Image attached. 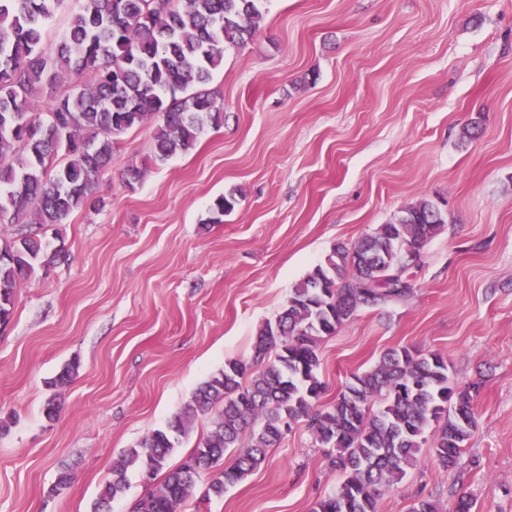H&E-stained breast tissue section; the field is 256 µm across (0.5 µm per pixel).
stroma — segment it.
Wrapping results in <instances>:
<instances>
[{"instance_id":"obj_1","label":"stroma","mask_w":512,"mask_h":512,"mask_svg":"<svg viewBox=\"0 0 512 512\" xmlns=\"http://www.w3.org/2000/svg\"><path fill=\"white\" fill-rule=\"evenodd\" d=\"M208 89L223 123L165 161L152 128L117 137L96 207L57 227L66 260L15 290L0 512H91L122 451L250 357L334 245L425 198L448 215L407 272L413 295L324 338L323 399L389 348L442 354L459 387H478L477 427L456 470L422 449L379 512L462 492L473 512H512V0H267ZM230 192L234 210L210 223ZM64 470L70 485L50 495ZM339 479L300 423L223 497L180 512H312Z\"/></svg>"}]
</instances>
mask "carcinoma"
<instances>
[{
  "mask_svg": "<svg viewBox=\"0 0 512 512\" xmlns=\"http://www.w3.org/2000/svg\"><path fill=\"white\" fill-rule=\"evenodd\" d=\"M79 2L47 52L46 22L62 0H0V224L22 228L0 237L1 326L13 317L18 281L49 271L64 256V240L50 241L39 230L65 223L95 194L112 163L115 137L148 125L154 157L164 160L192 149L205 129L223 122V104L203 87L226 48L251 39L267 0ZM70 74L87 76L84 87L62 86ZM56 84L48 112H33L34 94ZM235 204L232 195L217 197L211 222L220 223ZM444 224L442 209L423 199L353 246H334L293 287L276 318L259 327L250 358L227 360L164 427L113 462L92 512H111L131 468L150 474L133 512H179L204 473L201 499L221 497L261 466L284 428L300 422L341 473L336 490L312 512H378L379 500L398 488L427 443L438 466L454 469L476 417L471 390L448 384L446 358L390 348L325 403L318 355L319 343L361 308L412 294L407 253L421 257ZM200 416L210 417L209 429L179 465L168 467ZM229 448L237 456L224 468ZM473 507L462 493L446 507L421 498L411 512Z\"/></svg>",
  "mask_w": 512,
  "mask_h": 512,
  "instance_id": "1",
  "label": "carcinoma"
}]
</instances>
